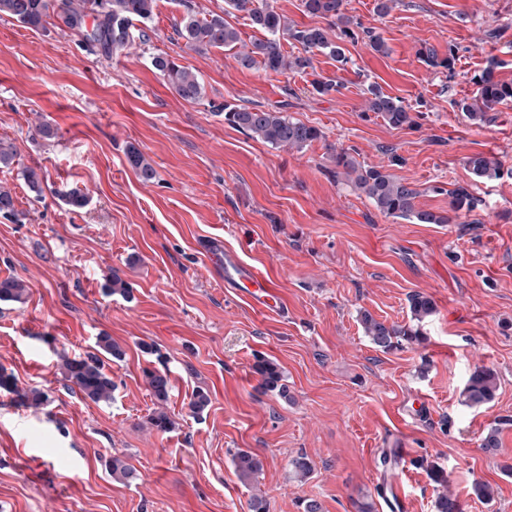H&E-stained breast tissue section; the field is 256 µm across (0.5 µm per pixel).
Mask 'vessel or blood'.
<instances>
[{
    "label": "vessel or blood",
    "instance_id": "1",
    "mask_svg": "<svg viewBox=\"0 0 512 512\" xmlns=\"http://www.w3.org/2000/svg\"><path fill=\"white\" fill-rule=\"evenodd\" d=\"M224 286L264 315L283 312L280 295L269 279L256 267L243 262L231 249L224 252Z\"/></svg>",
    "mask_w": 512,
    "mask_h": 512
}]
</instances>
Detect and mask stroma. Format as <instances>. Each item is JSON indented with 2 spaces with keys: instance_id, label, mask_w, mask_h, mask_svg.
Returning <instances> with one entry per match:
<instances>
[{
  "instance_id": "obj_1",
  "label": "stroma",
  "mask_w": 512,
  "mask_h": 512,
  "mask_svg": "<svg viewBox=\"0 0 512 512\" xmlns=\"http://www.w3.org/2000/svg\"><path fill=\"white\" fill-rule=\"evenodd\" d=\"M344 0L353 21L384 39L344 42L347 64L315 53L312 69L243 67L237 50L201 53L178 37L187 8L223 13L224 0H157L145 42L104 56L81 35L30 29L0 17V140L16 162L0 169L19 222L0 217V277L22 280L24 303L0 307V368L47 392L35 412L0 393V512H389L380 486L403 482L406 512H436L425 462L442 466L462 512H512V102L475 124L456 103L472 99L489 61L512 79V0ZM452 56L431 67L426 49ZM164 56L197 73L186 101L153 65ZM330 78L340 92H313ZM417 113L393 128L365 111L369 87ZM231 101L285 110L320 129L302 150L277 149L225 124ZM49 124L52 139L37 129ZM137 147L156 170L142 181L126 159ZM389 169L419 192L417 208L448 212V192L482 199L470 224H413L379 213L336 181L333 151ZM494 153L501 174L475 177L464 159ZM44 176L35 199L22 171ZM89 199L74 209L62 194ZM220 239L276 283L285 307L254 313L224 288V268L203 245ZM118 271L129 297L109 296ZM431 297L422 344L384 353L363 335L360 310L388 323L410 319L408 299ZM124 349L109 404L71 393L60 353L89 351L99 333ZM151 344L155 353L144 352ZM280 365L287 397L264 391L257 357ZM494 369L490 403L463 396L476 367ZM167 370V433L146 424L154 398L144 368ZM207 390L210 406L188 403ZM497 430L500 446L482 440ZM260 459L255 481L233 456ZM307 455L312 472L294 477ZM120 456L137 480L112 479ZM486 482L491 500L472 493Z\"/></svg>"
}]
</instances>
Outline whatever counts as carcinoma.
I'll list each match as a JSON object with an SVG mask.
<instances>
[{"instance_id": "obj_1", "label": "carcinoma", "mask_w": 512, "mask_h": 512, "mask_svg": "<svg viewBox=\"0 0 512 512\" xmlns=\"http://www.w3.org/2000/svg\"><path fill=\"white\" fill-rule=\"evenodd\" d=\"M303 12L328 21V27H302L288 24L284 16L267 8L254 5V0H225L224 15L199 16L192 8L177 29L179 37L197 51L211 48L235 47L239 42L236 28L226 19L230 10L247 13L252 26L263 33V38L251 43L241 53L240 61L249 66L260 64L264 69L281 73L287 70H304L312 66V58L287 56L282 53L280 38L298 43L307 53L318 51L333 57L344 65L347 57L340 41L358 40V34L351 28L352 21L345 15L343 0H301ZM156 0H0V16L6 15L31 29H42L48 20L55 18L61 27L83 34L85 40L96 47L101 54H112L130 48L134 44L132 27L134 23L146 24L152 20ZM93 17V28L85 30L86 18ZM337 28L340 33L331 39L329 30ZM155 68L162 73L167 83L184 100L201 97L203 86L199 76L177 65L164 56L153 58ZM497 63L492 62L477 81V94L473 102H456V106L477 123L490 120L489 113L497 107L512 102V80L499 78L495 73ZM366 111L380 116L393 128H413L417 121L410 107L397 98L388 96L376 88L368 90ZM224 122L251 138L260 140L274 148L301 150L321 137L314 126L295 121L282 112L254 107L248 108L229 101L224 102ZM129 165L144 181L155 177L154 167L134 146L126 151ZM334 175L342 178L353 190L365 196L384 216L402 219L415 224H452L460 217H468L481 206V200L473 196L468 188L459 186L449 192V213L421 210L416 207L418 191L412 184L397 178L378 167H365L357 162L346 149L332 155ZM471 173L480 179H493L500 175L499 160L485 153H473L465 158ZM0 215L5 218L17 217L12 191L0 185ZM105 291L108 295L124 298L130 295L127 282L115 271L106 277ZM27 287L14 277L0 278V304L11 305L25 302ZM410 323L388 325L377 320L369 311L361 310L358 320L364 336L380 351L390 352L412 345H420L425 337L421 329L423 322L432 316L436 307L433 300L416 293L409 298ZM125 355L123 347L107 333L95 338L93 351L79 355H59L58 368L71 391L94 403L109 404L115 383L112 380L110 361L120 360ZM256 371L262 376L270 391L286 395V386L281 384L283 373L279 365L265 357L257 359ZM143 376L148 389L158 401V408L147 418L149 427L158 432H170L174 420L165 404L171 389L167 371L146 368ZM499 388L496 371L489 367H478L470 375L464 391L465 400L471 405L492 401ZM0 391L14 395L25 407L43 409L49 397L43 390L32 387L22 389L15 377L0 370ZM233 463L240 479L251 482L261 470L260 461L249 451L235 453ZM112 477L130 482L137 478L131 466L120 457L109 461ZM430 480L441 489L436 500L437 512H461L456 497L448 493V476L436 463L426 465Z\"/></svg>"}]
</instances>
